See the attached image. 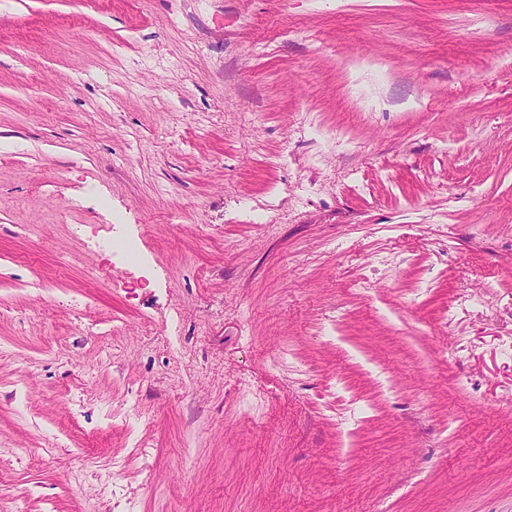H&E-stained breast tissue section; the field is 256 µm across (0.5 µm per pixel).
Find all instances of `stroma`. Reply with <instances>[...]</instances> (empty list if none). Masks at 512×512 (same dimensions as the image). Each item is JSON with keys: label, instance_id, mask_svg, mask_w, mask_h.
<instances>
[{"label": "stroma", "instance_id": "obj_1", "mask_svg": "<svg viewBox=\"0 0 512 512\" xmlns=\"http://www.w3.org/2000/svg\"><path fill=\"white\" fill-rule=\"evenodd\" d=\"M0 512H512V0H0Z\"/></svg>", "mask_w": 512, "mask_h": 512}]
</instances>
